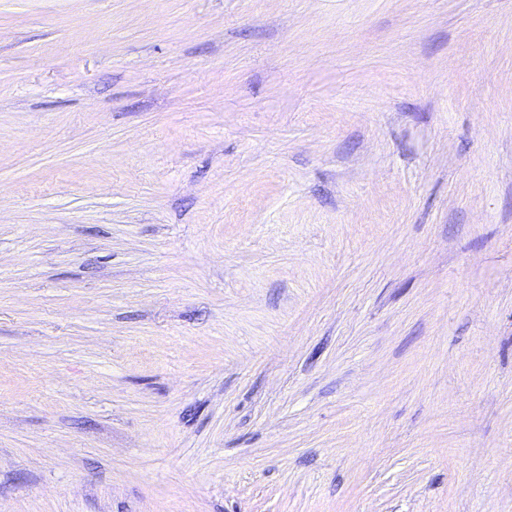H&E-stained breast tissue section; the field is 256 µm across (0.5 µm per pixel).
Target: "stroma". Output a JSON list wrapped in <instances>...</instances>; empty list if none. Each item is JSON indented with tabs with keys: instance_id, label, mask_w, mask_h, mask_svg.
I'll use <instances>...</instances> for the list:
<instances>
[{
	"instance_id": "1",
	"label": "stroma",
	"mask_w": 512,
	"mask_h": 512,
	"mask_svg": "<svg viewBox=\"0 0 512 512\" xmlns=\"http://www.w3.org/2000/svg\"><path fill=\"white\" fill-rule=\"evenodd\" d=\"M0 512H512V0H0Z\"/></svg>"
}]
</instances>
